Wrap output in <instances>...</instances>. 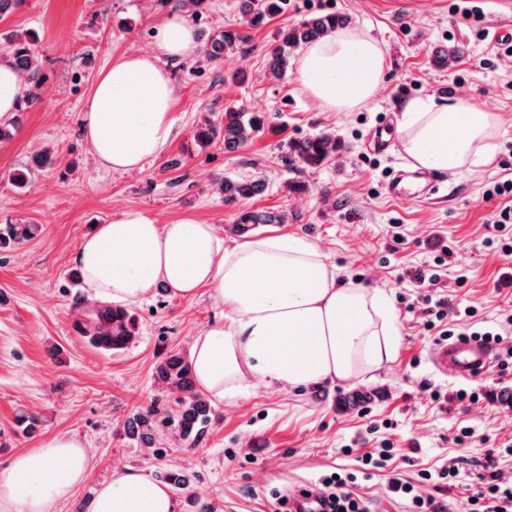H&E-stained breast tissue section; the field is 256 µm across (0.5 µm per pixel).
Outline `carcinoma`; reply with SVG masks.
<instances>
[{"mask_svg":"<svg viewBox=\"0 0 512 512\" xmlns=\"http://www.w3.org/2000/svg\"><path fill=\"white\" fill-rule=\"evenodd\" d=\"M282 0H240V13L246 23L254 28L280 12ZM348 24L342 14L318 12L304 20L283 27L279 31L276 44L267 50V71L281 77L292 66L294 51L321 37L335 33ZM250 36L242 30L224 28L213 33L208 39L207 54L212 60H220L228 55H247L252 51ZM12 62L31 83H39V68L36 58L27 45V40L14 44ZM265 125V118L258 112H250L245 107L229 108L224 112V121L218 125L206 124L199 128L197 138L202 146L209 147L217 142L224 145L227 153L243 149L251 140L259 136ZM341 148L335 135L320 131L288 142V162L298 163L306 168L323 166ZM263 178L225 177L221 190L224 202L234 203L253 198L266 189ZM295 216L286 210L242 209L237 212L234 228L239 234H248L260 224H286ZM35 224H15L0 230V247L11 242L30 239L36 235ZM138 320L135 314L121 307L102 305L85 319L78 322V330L91 347L110 353L124 349L136 336ZM159 380L172 390L180 393L175 399L176 406L159 409L155 406L136 413L126 424V432L136 435L151 448L156 445L159 435L176 430L182 438H197L210 421L211 407L208 399L197 393L191 378L190 362L171 354L157 366Z\"/></svg>","mask_w":512,"mask_h":512,"instance_id":"carcinoma-1","label":"carcinoma"}]
</instances>
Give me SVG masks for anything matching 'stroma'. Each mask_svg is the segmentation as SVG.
I'll list each match as a JSON object with an SVG mask.
<instances>
[{"label": "stroma", "instance_id": "35a3bbf8", "mask_svg": "<svg viewBox=\"0 0 512 512\" xmlns=\"http://www.w3.org/2000/svg\"><path fill=\"white\" fill-rule=\"evenodd\" d=\"M316 12L346 15L351 30L385 52L379 91L354 111L320 108L295 71L282 78L267 72L266 50L278 31ZM174 15L193 28L198 44L190 59L162 61L179 91L174 137L142 170H106L83 138V102L113 58L155 51L161 26ZM242 23L239 0H207L195 16L176 0H22L0 17V59L9 55L7 37L36 31L33 52L42 76L36 102L16 113L11 138L0 140V225L41 227L35 238L0 251V469L17 452L72 434L92 467L55 512H87L102 483L127 466L155 477L167 468L184 475L189 486L175 495L178 512H198L197 497L215 512H277L279 493L317 484L336 469L358 475L356 491L371 512H412L409 500L390 495L387 476L395 470L414 477L422 469L435 474L422 494L468 512L488 450L512 440V407L481 401L443 409L432 394L512 382V366L496 365L463 381L438 374L431 363L435 335L414 305L419 290L409 275L440 270L441 291L462 312L448 320L454 332L512 315V257L491 241L507 200L487 196L512 177V54H503L496 35L512 30V0H287L282 13L250 29L252 53L210 60L204 46L211 33ZM457 44L464 56L436 66V51ZM237 70L246 74L244 83L231 82ZM419 98L465 100L498 113L502 128L489 165L440 175L433 196L399 200L387 184L411 162L399 144L398 119L403 106ZM240 105L267 115L265 132L241 151L201 148L195 131L202 121H220L227 108ZM382 125L389 148L368 152L370 134ZM322 130L336 134L342 151L314 170L288 163L289 141ZM20 170L26 182L18 186L12 177ZM227 176H260L267 188L245 204H228L220 191ZM290 181L305 183L306 191L286 193ZM242 206L294 214L285 224L259 225L257 234L307 237L345 279L385 290L398 317L397 357L369 380L291 391L254 383L211 400V421L198 442L169 432L157 447H146L126 435V420L154 403L173 404L175 394L158 379L157 365L172 352L190 355L195 337L222 308L205 293L180 299L152 288L132 307L135 341L102 352L75 328L81 309L98 302L70 281L72 255L96 225L125 210L158 224H212L233 240ZM446 248L452 251L447 266L436 267ZM23 411L38 417L35 434L17 427ZM386 443L391 458L365 469L364 457ZM448 467L459 469V480L438 478Z\"/></svg>", "mask_w": 512, "mask_h": 512}]
</instances>
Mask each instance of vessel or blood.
<instances>
[{
    "mask_svg": "<svg viewBox=\"0 0 512 512\" xmlns=\"http://www.w3.org/2000/svg\"><path fill=\"white\" fill-rule=\"evenodd\" d=\"M389 194L397 199H413L432 195L437 186L429 173L403 170L388 183ZM500 347L493 342L469 337L459 338L438 345L431 354L437 372L461 379L484 374L499 354ZM288 512H328L322 495L314 489H299L289 493Z\"/></svg>",
    "mask_w": 512,
    "mask_h": 512,
    "instance_id": "b4317fda",
    "label": "vessel or blood"
}]
</instances>
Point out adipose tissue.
<instances>
[{
  "mask_svg": "<svg viewBox=\"0 0 512 512\" xmlns=\"http://www.w3.org/2000/svg\"><path fill=\"white\" fill-rule=\"evenodd\" d=\"M196 48L193 31L174 17L157 53L124 54L100 72L81 129L102 167L139 170L169 146L178 91L159 58L185 59ZM384 65L377 41L337 32L308 45L296 79L321 108L350 112L374 97ZM500 123L497 113L429 98L404 107L398 135L417 166L455 174L492 160ZM73 262L87 292L108 304H137L161 282L173 296L205 291L223 306V320L196 336L191 360L198 387L218 399L254 379L296 389L363 378L394 361L400 347L388 294L341 281L327 253L303 236L227 242L211 224H158L127 210L85 236ZM90 466L82 442L67 435L17 453L0 471V512H54ZM87 512H176V500L145 470L125 468Z\"/></svg>",
  "mask_w": 512,
  "mask_h": 512,
  "instance_id": "ef3b65f1",
  "label": "adipose tissue"
}]
</instances>
